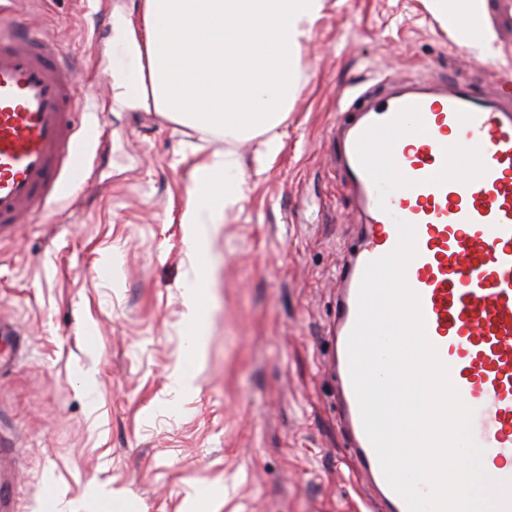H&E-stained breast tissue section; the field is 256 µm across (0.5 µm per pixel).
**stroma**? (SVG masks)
I'll return each mask as SVG.
<instances>
[{
	"label": "stroma",
	"instance_id": "obj_1",
	"mask_svg": "<svg viewBox=\"0 0 512 512\" xmlns=\"http://www.w3.org/2000/svg\"><path fill=\"white\" fill-rule=\"evenodd\" d=\"M138 4L14 6L94 88L76 120L106 141L92 183L0 236V315L24 343L0 372L18 512H368L327 371L336 274L361 224L336 121L387 73L484 93L492 70L512 65V34L458 42L429 0H324L298 51L282 148L263 159L260 138L228 143L113 105L112 14L137 17ZM227 149L244 197L199 252L183 222L192 176Z\"/></svg>",
	"mask_w": 512,
	"mask_h": 512
}]
</instances>
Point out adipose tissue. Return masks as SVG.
Listing matches in <instances>:
<instances>
[{"instance_id": "adipose-tissue-1", "label": "adipose tissue", "mask_w": 512, "mask_h": 512, "mask_svg": "<svg viewBox=\"0 0 512 512\" xmlns=\"http://www.w3.org/2000/svg\"><path fill=\"white\" fill-rule=\"evenodd\" d=\"M324 0H140V25L116 23L115 40L140 70L142 103L180 122L234 138L264 135L265 154L281 148L274 130L296 91L295 60ZM459 42L482 30L477 4L430 0ZM184 221L202 246L218 209L243 198L234 152L196 170Z\"/></svg>"}]
</instances>
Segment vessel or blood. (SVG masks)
Masks as SVG:
<instances>
[{"instance_id": "b4317fda", "label": "vessel or blood", "mask_w": 512, "mask_h": 512, "mask_svg": "<svg viewBox=\"0 0 512 512\" xmlns=\"http://www.w3.org/2000/svg\"><path fill=\"white\" fill-rule=\"evenodd\" d=\"M472 95L458 84L398 82L383 97L360 93L336 134L345 182L365 230L340 279L331 370L349 454L377 512H408L387 483L363 429L347 343L369 261L396 246V220L412 223L407 268L428 339L475 410L473 433L490 477L512 480V70ZM54 38L0 30V228L26 222L72 184L90 179L93 149L74 114L88 97ZM16 458L0 448V512H15Z\"/></svg>"}]
</instances>
